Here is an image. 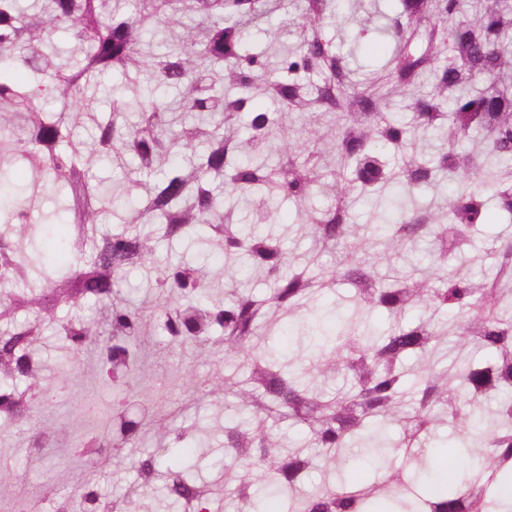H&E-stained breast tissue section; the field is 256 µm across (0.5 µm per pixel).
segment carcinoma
<instances>
[{
    "label": "carcinoma",
    "instance_id": "obj_1",
    "mask_svg": "<svg viewBox=\"0 0 512 512\" xmlns=\"http://www.w3.org/2000/svg\"><path fill=\"white\" fill-rule=\"evenodd\" d=\"M435 0H400L402 13L422 20ZM260 0H0V185L23 165L25 194H0V412L14 408L16 423L41 406V357L34 352L45 323L66 306L90 307L57 324L75 354L97 345L112 354V382L124 384L144 357V306L127 276L150 267L162 302L151 310L157 334L181 345L222 337L224 361L237 369L214 387L224 391V499L236 512L257 508L259 484L274 490L284 512H371L381 499L396 512H512L495 495L498 475L512 474V244H492L479 273L458 259L495 209L512 223V0H485L472 18L463 0H441L440 44L419 57L396 55L389 74L404 93L413 122L424 131L448 129V145L430 159L405 126L366 99L347 105L345 75L330 42L317 32L335 16L336 0H304V50L287 54L274 75L245 41L237 12ZM169 34L155 57L158 85L178 93L176 110L145 96L139 64L144 50ZM69 32V46L53 34ZM443 59L429 95L411 93L412 77ZM326 79L312 87L317 70ZM25 76L18 77L19 72ZM124 78L122 90L141 98L139 120L123 117L120 104L101 119L91 113L99 80ZM264 83L275 112L250 109V90ZM321 109L344 122L336 138V163L323 149L304 146L288 133L291 114ZM93 122L90 138L75 131ZM102 161L113 164L112 190L90 176ZM474 177L473 185L441 206L409 198L397 224H356L350 205L361 198L378 210L389 189L436 187L443 179ZM139 189L137 207L120 210L125 187ZM54 188L56 210L43 209ZM252 205L254 223L271 221L267 202L299 207L323 187L334 196L322 210L305 213L311 243L304 261L289 256L284 233L246 229L235 206H224L219 188ZM109 213L122 228L103 232ZM66 223L75 266L52 272L26 244L34 219ZM196 242L224 255V271L246 269L267 282L261 294L240 291L229 280L192 261H173L163 247ZM407 251L430 263L387 281L383 261ZM333 264L311 266L323 257ZM349 288L347 313L336 330L318 331L320 303L335 284ZM224 287V299L210 289ZM424 313L408 320L407 313ZM392 321L376 331L371 317ZM296 320L302 345L282 355L268 346L285 320ZM340 378L327 391L322 382ZM7 418L3 422L11 421ZM464 434L470 456L465 475L448 490L413 494L398 453L426 463L441 423ZM284 426H299L305 444L288 441ZM395 426L396 440L381 429ZM150 433L154 448L133 460L141 485L159 476L163 451L187 443L189 427L134 411L125 399L112 407V430L96 437L103 456L135 447ZM375 457L372 483L305 485L310 473L346 466L348 451ZM172 503L190 512H219L212 490L191 468L168 472Z\"/></svg>",
    "mask_w": 512,
    "mask_h": 512
}]
</instances>
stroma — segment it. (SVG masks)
Here are the masks:
<instances>
[{
	"mask_svg": "<svg viewBox=\"0 0 512 512\" xmlns=\"http://www.w3.org/2000/svg\"><path fill=\"white\" fill-rule=\"evenodd\" d=\"M337 22L325 25L320 35L331 41L346 75L348 97L360 96L380 100L383 111L394 115L402 124H410L411 113L399 97L391 95L388 63L397 51L420 55L426 49L437 25V17L405 29L403 34L383 33L390 0H338ZM252 44L264 50L269 68H276L281 54L299 49L303 37L299 32H272L259 21L247 29ZM148 356L147 392L132 390L131 400L147 395L159 416L171 417L174 424L196 426L199 444L174 447L166 455L169 467L196 466L200 480L212 489H222L224 482L217 464L224 458V398L211 393L210 383L222 379L226 364L217 342L169 347L154 334L144 338ZM112 401L116 389L102 369L100 353L77 357L69 377L68 389L41 406L33 423H19L0 431V469L9 473L8 482H0V512H6L13 500L26 496L35 507H42L47 494L55 493L71 505V512H81L85 486H92L101 507L130 497L139 501L140 512H165L169 503L164 479L148 486L140 485L131 460L136 449L127 448L110 457L107 464L97 465L93 455L81 452L78 441L101 433V423L81 417L80 405L88 395ZM55 430L63 445L49 452L25 455L33 427Z\"/></svg>",
	"mask_w": 512,
	"mask_h": 512,
	"instance_id": "obj_1",
	"label": "stroma"
}]
</instances>
